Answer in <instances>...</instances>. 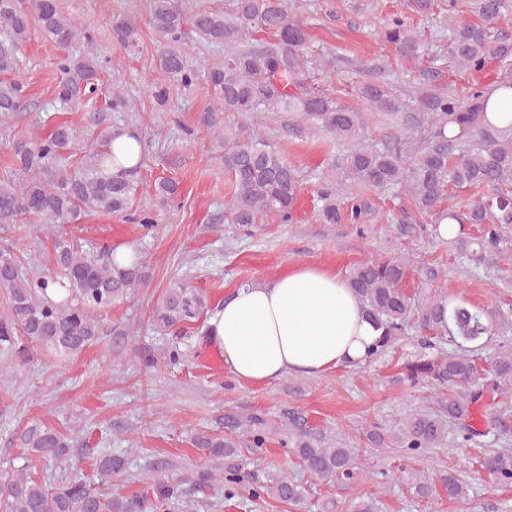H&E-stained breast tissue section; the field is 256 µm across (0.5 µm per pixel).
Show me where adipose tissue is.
<instances>
[{
  "label": "adipose tissue",
  "mask_w": 512,
  "mask_h": 512,
  "mask_svg": "<svg viewBox=\"0 0 512 512\" xmlns=\"http://www.w3.org/2000/svg\"><path fill=\"white\" fill-rule=\"evenodd\" d=\"M379 335L347 279L314 265L239 285L206 326L208 345L246 384L362 365Z\"/></svg>",
  "instance_id": "adipose-tissue-1"
}]
</instances>
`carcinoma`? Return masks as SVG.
Returning a JSON list of instances; mask_svg holds the SVG:
<instances>
[{"instance_id": "obj_1", "label": "carcinoma", "mask_w": 512, "mask_h": 512, "mask_svg": "<svg viewBox=\"0 0 512 512\" xmlns=\"http://www.w3.org/2000/svg\"><path fill=\"white\" fill-rule=\"evenodd\" d=\"M478 22L460 19L458 0L441 4L448 24V55L461 68L481 71L492 61L504 62L508 47L496 28L512 15V0H468ZM148 24L159 38L157 66L183 88L202 86L216 98L205 108L204 122L218 129L224 148V173L231 196L224 205L233 224L249 227L262 216L286 223L293 218L301 189L299 168L288 162L264 140L244 136L241 128H228L220 112H298L302 127L325 132L346 145L337 163L336 178L318 191V213L324 224L358 222L372 210L368 192L396 190L404 193L416 211L439 224L450 219L457 224H486L485 238L475 242L479 250L502 240L498 225L512 224V193L503 186L512 181V123L497 127L484 113L485 92L471 89L461 97L454 93L426 91L419 96L424 111L432 115L433 131L421 144L404 155L389 147L368 148L360 143L359 113L339 106L330 96L305 84L308 33L301 22L290 17L288 0H232L224 10L209 7L205 0H147ZM41 34L62 51L56 63L58 81L55 97L63 105L91 101L97 96L103 65L92 48L95 29L79 27L62 10L59 0H0V73L17 74L19 54L30 40L31 30ZM112 38L125 50H136L141 30L127 15L112 17ZM205 44L224 50L203 68L194 66L185 51L188 33ZM378 36L395 46L401 56L419 59L429 54L422 35L410 18L396 15L383 21ZM88 48L82 57L70 55L71 44ZM359 96L378 112L399 110L386 82L364 80L357 85ZM131 100L116 86L106 107L88 113L101 127L96 155L98 162L112 158L109 142L112 125L108 113L129 112ZM26 109L24 85L19 80L0 86V122ZM80 132L67 122L52 125L40 137L15 136L7 141L11 153L9 170L0 175V221L13 222L22 214L39 215L49 224H66L89 213L124 216L132 211L137 186L129 176L105 177L93 165L69 170L62 154L79 144ZM477 189L481 195L459 214L441 209L448 189ZM179 186L169 179L154 184L160 205L177 196ZM109 247L103 254L91 253L60 238L54 249V269L31 276L22 273L13 247L0 246V345L25 358L30 341L60 355L74 356L103 335L100 313L126 299L129 291L144 280L140 263L127 268L112 264ZM406 263L392 259L361 264L349 275L350 285L363 304L366 315L381 329L373 356L382 354L411 319L425 333L423 342L437 350L432 357L407 360L400 365L401 379L421 381L448 389L440 413L416 411L405 421L402 447L421 454L440 447L448 438L445 420L458 424L457 445L475 441L493 432L504 442L512 438V408L503 404L489 414L477 413L483 392L479 381L493 394L512 398V345L489 351L483 338L492 327L482 311L463 299L448 301L444 308L435 302L416 305L404 288ZM69 284L71 297L54 302L45 291L50 283ZM204 308L202 296L186 282H175L159 296L152 324L168 331L198 318ZM448 351H442V345ZM241 423L229 422L230 433L218 436L203 432L195 447L212 457H230L243 440L236 433ZM21 443L32 453L50 452L63 461L68 442L57 431L32 424L23 430ZM293 452L303 466L317 477L350 485L360 478L355 452L340 445L325 447L299 431ZM124 467L120 457L99 461L101 476L118 475ZM481 473L496 485L512 484V448H490L478 460ZM224 499L241 496L246 476L233 466L221 476ZM416 494L426 498L444 489L448 499L465 493L457 474L440 476V484L426 478L414 483ZM250 494L267 496L285 504L304 499V488L286 476L271 484H257ZM152 512L181 498L176 483L152 485ZM0 512H144V502L97 490L81 480L45 484L19 473L0 475Z\"/></svg>"}]
</instances>
